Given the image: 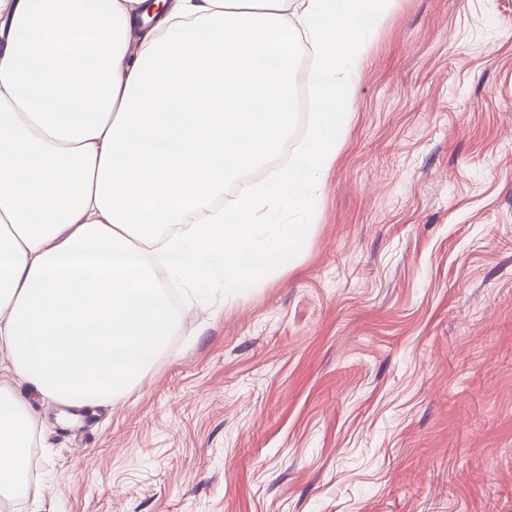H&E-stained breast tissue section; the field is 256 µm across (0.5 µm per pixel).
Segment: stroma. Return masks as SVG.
I'll return each instance as SVG.
<instances>
[{"label":"stroma","mask_w":512,"mask_h":512,"mask_svg":"<svg viewBox=\"0 0 512 512\" xmlns=\"http://www.w3.org/2000/svg\"><path fill=\"white\" fill-rule=\"evenodd\" d=\"M295 266L141 381L33 394L6 512H512V0H396Z\"/></svg>","instance_id":"35a3bbf8"}]
</instances>
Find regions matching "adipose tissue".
Returning <instances> with one entry per match:
<instances>
[{
    "mask_svg": "<svg viewBox=\"0 0 512 512\" xmlns=\"http://www.w3.org/2000/svg\"><path fill=\"white\" fill-rule=\"evenodd\" d=\"M395 0H0V490L35 413L26 383L112 403L179 317L163 263L196 290L262 287L291 268L350 117L355 77ZM317 110L293 167L214 208L295 120L297 54Z\"/></svg>",
    "mask_w": 512,
    "mask_h": 512,
    "instance_id": "ef3b65f1",
    "label": "adipose tissue"
}]
</instances>
